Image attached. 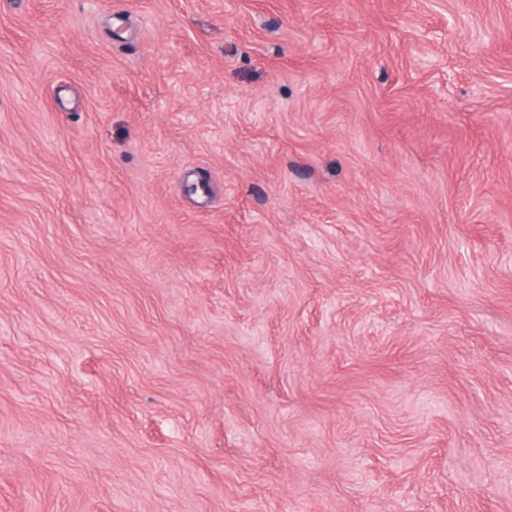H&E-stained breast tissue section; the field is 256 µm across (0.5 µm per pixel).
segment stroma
<instances>
[{"label": "stroma", "instance_id": "1", "mask_svg": "<svg viewBox=\"0 0 512 512\" xmlns=\"http://www.w3.org/2000/svg\"><path fill=\"white\" fill-rule=\"evenodd\" d=\"M0 512H512V0H0Z\"/></svg>", "mask_w": 512, "mask_h": 512}]
</instances>
